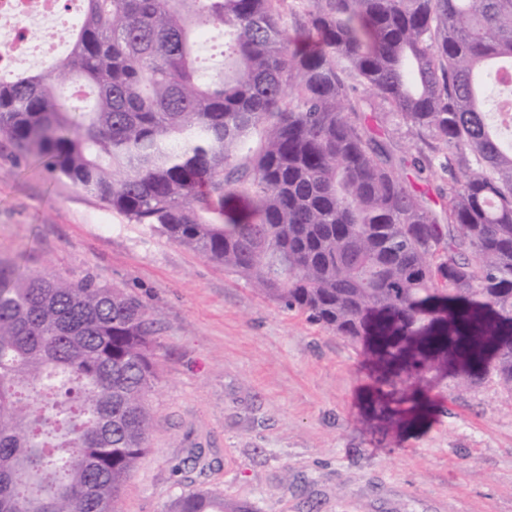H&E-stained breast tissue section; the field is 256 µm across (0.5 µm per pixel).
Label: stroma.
<instances>
[{"instance_id": "stroma-1", "label": "stroma", "mask_w": 512, "mask_h": 512, "mask_svg": "<svg viewBox=\"0 0 512 512\" xmlns=\"http://www.w3.org/2000/svg\"><path fill=\"white\" fill-rule=\"evenodd\" d=\"M0 262L140 300L158 381L122 512L216 489L247 512H512V394L478 370L405 381L427 412L376 418L362 345L112 212L0 137Z\"/></svg>"}]
</instances>
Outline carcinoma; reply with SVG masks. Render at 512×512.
Listing matches in <instances>:
<instances>
[{
    "label": "carcinoma",
    "mask_w": 512,
    "mask_h": 512,
    "mask_svg": "<svg viewBox=\"0 0 512 512\" xmlns=\"http://www.w3.org/2000/svg\"><path fill=\"white\" fill-rule=\"evenodd\" d=\"M284 2L82 0L50 69L0 73V136L368 345L379 383L489 353L512 392V0H300L293 34ZM393 119L417 173L446 155L439 215ZM154 350L122 290L0 267V512H120ZM165 512L247 510L198 489Z\"/></svg>",
    "instance_id": "carcinoma-1"
}]
</instances>
